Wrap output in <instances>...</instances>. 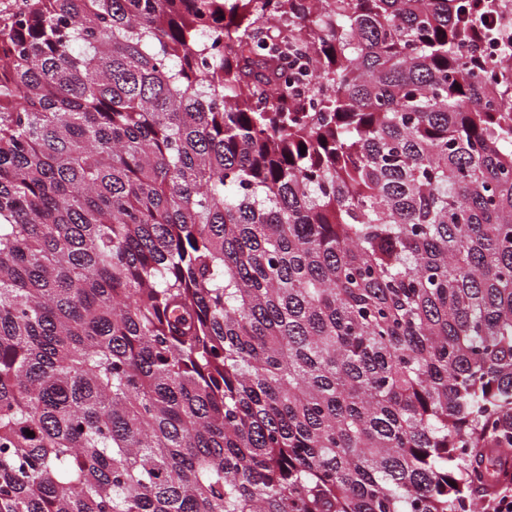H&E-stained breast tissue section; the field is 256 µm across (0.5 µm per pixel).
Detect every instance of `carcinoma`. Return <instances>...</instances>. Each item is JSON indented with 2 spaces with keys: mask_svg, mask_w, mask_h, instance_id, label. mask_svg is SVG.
I'll return each instance as SVG.
<instances>
[{
  "mask_svg": "<svg viewBox=\"0 0 512 512\" xmlns=\"http://www.w3.org/2000/svg\"><path fill=\"white\" fill-rule=\"evenodd\" d=\"M21 2L0 512H464L499 486L512 50H472L473 0Z\"/></svg>",
  "mask_w": 512,
  "mask_h": 512,
  "instance_id": "obj_1",
  "label": "carcinoma"
}]
</instances>
